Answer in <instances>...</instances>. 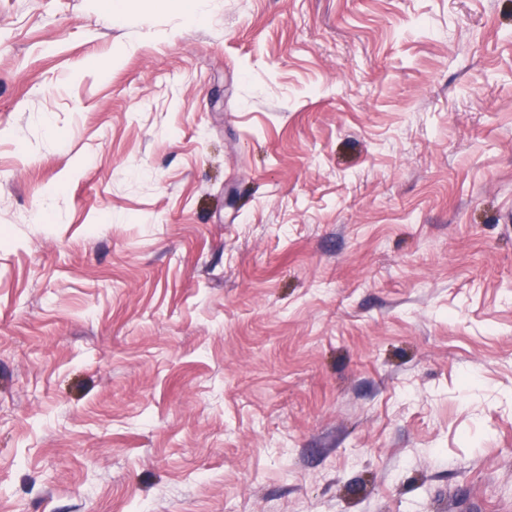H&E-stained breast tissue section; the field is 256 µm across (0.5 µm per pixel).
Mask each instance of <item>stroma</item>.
<instances>
[{
    "label": "stroma",
    "instance_id": "35a3bbf8",
    "mask_svg": "<svg viewBox=\"0 0 512 512\" xmlns=\"http://www.w3.org/2000/svg\"><path fill=\"white\" fill-rule=\"evenodd\" d=\"M0 0V512H512V0Z\"/></svg>",
    "mask_w": 512,
    "mask_h": 512
}]
</instances>
